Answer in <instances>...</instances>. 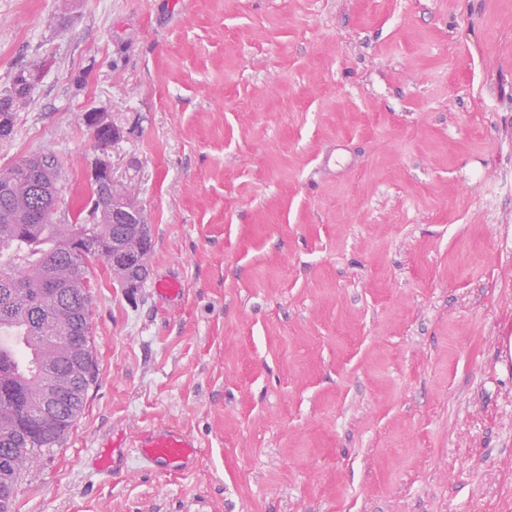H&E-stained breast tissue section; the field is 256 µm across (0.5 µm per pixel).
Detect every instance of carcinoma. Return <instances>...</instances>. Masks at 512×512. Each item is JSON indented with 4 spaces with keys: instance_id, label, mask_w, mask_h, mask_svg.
<instances>
[{
    "instance_id": "cac0c4a2",
    "label": "carcinoma",
    "mask_w": 512,
    "mask_h": 512,
    "mask_svg": "<svg viewBox=\"0 0 512 512\" xmlns=\"http://www.w3.org/2000/svg\"><path fill=\"white\" fill-rule=\"evenodd\" d=\"M58 178L27 156L0 168V331L25 344L26 357L0 344V512H15L33 459L50 457L84 411L97 374L90 338L89 284L93 263L109 266L104 251L121 235L149 266V224L112 223L118 190L98 192L101 217L77 224L49 218L62 198ZM52 406L50 424L39 410Z\"/></svg>"
}]
</instances>
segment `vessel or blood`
I'll list each match as a JSON object with an SVG mask.
<instances>
[{
  "label": "vessel or blood",
  "mask_w": 512,
  "mask_h": 512,
  "mask_svg": "<svg viewBox=\"0 0 512 512\" xmlns=\"http://www.w3.org/2000/svg\"><path fill=\"white\" fill-rule=\"evenodd\" d=\"M131 446V458L163 476L189 472L199 453L189 432L165 424L142 431Z\"/></svg>",
  "instance_id": "vessel-or-blood-1"
}]
</instances>
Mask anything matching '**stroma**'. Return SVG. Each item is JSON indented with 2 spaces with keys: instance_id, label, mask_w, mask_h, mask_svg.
Listing matches in <instances>:
<instances>
[{
  "instance_id": "35a3bbf8",
  "label": "stroma",
  "mask_w": 512,
  "mask_h": 512,
  "mask_svg": "<svg viewBox=\"0 0 512 512\" xmlns=\"http://www.w3.org/2000/svg\"><path fill=\"white\" fill-rule=\"evenodd\" d=\"M32 69L0 168L106 154L154 251L17 512H512V0H0ZM158 422L191 473L100 475Z\"/></svg>"
}]
</instances>
